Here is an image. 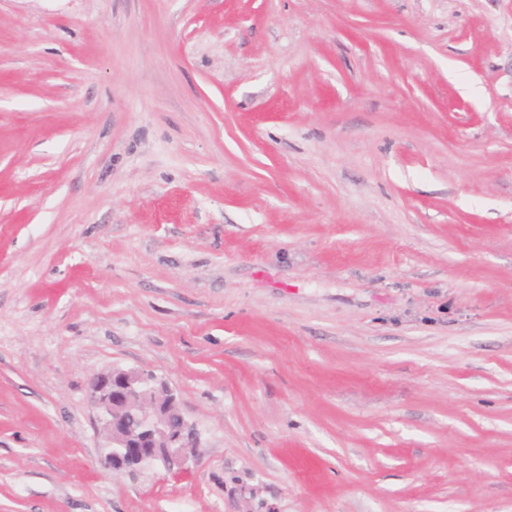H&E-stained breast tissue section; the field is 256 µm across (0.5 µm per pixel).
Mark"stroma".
<instances>
[{
    "mask_svg": "<svg viewBox=\"0 0 512 512\" xmlns=\"http://www.w3.org/2000/svg\"><path fill=\"white\" fill-rule=\"evenodd\" d=\"M0 512H512V0H0ZM138 370L113 368L92 381L90 404L105 438V461L113 471L161 464L181 471L194 456L199 432L181 413L167 383ZM137 413L136 424L129 417Z\"/></svg>",
    "mask_w": 512,
    "mask_h": 512,
    "instance_id": "1",
    "label": "stroma"
}]
</instances>
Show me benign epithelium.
<instances>
[{
    "instance_id": "benign-epithelium-1",
    "label": "benign epithelium",
    "mask_w": 512,
    "mask_h": 512,
    "mask_svg": "<svg viewBox=\"0 0 512 512\" xmlns=\"http://www.w3.org/2000/svg\"><path fill=\"white\" fill-rule=\"evenodd\" d=\"M90 404L102 424L105 461L112 470L160 464L178 472L194 456L199 432L167 383L113 368L93 379Z\"/></svg>"
}]
</instances>
